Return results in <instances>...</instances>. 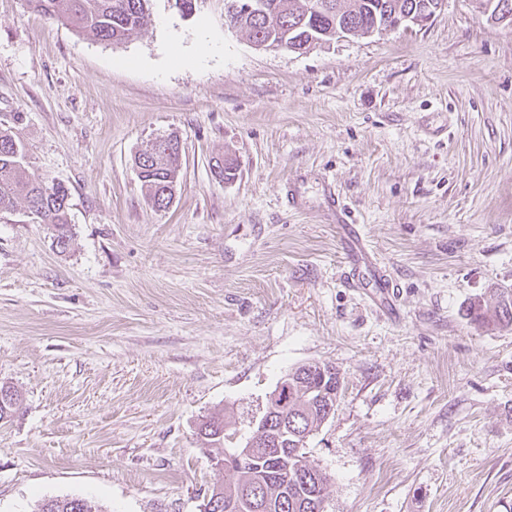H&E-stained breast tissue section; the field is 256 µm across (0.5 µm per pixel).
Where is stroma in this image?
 <instances>
[{"label": "stroma", "mask_w": 512, "mask_h": 512, "mask_svg": "<svg viewBox=\"0 0 512 512\" xmlns=\"http://www.w3.org/2000/svg\"><path fill=\"white\" fill-rule=\"evenodd\" d=\"M202 29L222 54L177 64L171 43ZM0 128L67 188L73 233L62 253L24 205L0 211V385L22 396L0 421V512L67 495L200 512L234 480L202 421L244 446L315 361L342 379L306 449L324 512H512V331L467 316L512 288V25L447 0L426 25L296 53L255 49L224 0H151L113 45L0 0ZM169 133L183 168L157 211L134 158ZM324 180L393 311L345 283Z\"/></svg>", "instance_id": "stroma-1"}]
</instances>
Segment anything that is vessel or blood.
Here are the masks:
<instances>
[{
  "mask_svg": "<svg viewBox=\"0 0 512 512\" xmlns=\"http://www.w3.org/2000/svg\"><path fill=\"white\" fill-rule=\"evenodd\" d=\"M322 191L336 216V227L344 244L348 268L346 280L349 286L359 288L363 284H371L374 292L369 296L370 301L377 305L389 303L393 281L386 267L369 250L358 224L336 187L326 182L322 185Z\"/></svg>",
  "mask_w": 512,
  "mask_h": 512,
  "instance_id": "vessel-or-blood-1",
  "label": "vessel or blood"
}]
</instances>
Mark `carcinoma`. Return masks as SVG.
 I'll return each instance as SVG.
<instances>
[{
  "instance_id": "carcinoma-1",
  "label": "carcinoma",
  "mask_w": 512,
  "mask_h": 512,
  "mask_svg": "<svg viewBox=\"0 0 512 512\" xmlns=\"http://www.w3.org/2000/svg\"><path fill=\"white\" fill-rule=\"evenodd\" d=\"M33 11L57 19L79 33L98 40L119 44L138 32L144 24L150 0H27ZM273 16L270 20H244L239 30L251 41L269 42L283 49L301 47L309 38L328 41L336 37V28L344 25L357 36L368 34L375 25L386 21L394 12L424 10L432 0H330V8L320 14L309 12L310 0H267ZM140 181L147 190L152 207L165 210L172 195L165 194L166 179L174 177L180 168L178 151L169 147H151L136 157ZM24 145L6 129H0V211L13 209L23 201L29 214L52 232L55 246L64 251L69 247L72 232L69 224V194L59 184L30 176L25 170ZM472 321L492 329L512 330V290L497 294L494 305L481 300L470 304ZM318 376L305 372L300 365L288 371V428L296 431H316L327 413L319 405ZM225 420L210 417L201 423L199 435L206 443L217 445L224 440ZM270 431L258 427L246 442L254 451L250 478L239 473L230 484L219 487L222 499L236 496L241 512H311L313 489L294 479L292 462L276 481L262 464L268 448ZM33 512H106L103 506L84 497H50L39 501Z\"/></svg>"
}]
</instances>
